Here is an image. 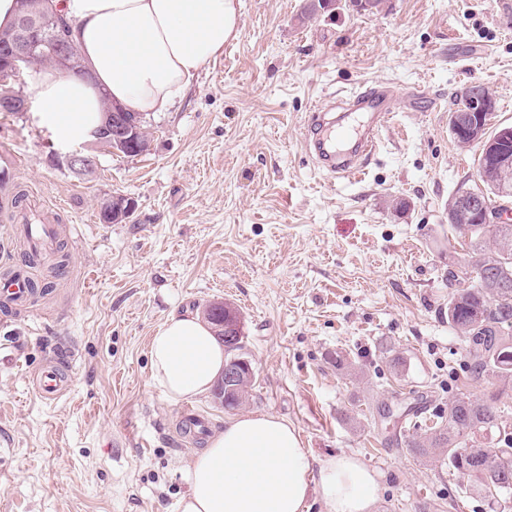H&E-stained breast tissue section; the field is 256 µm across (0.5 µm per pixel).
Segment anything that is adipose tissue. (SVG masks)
Instances as JSON below:
<instances>
[{
	"label": "adipose tissue",
	"mask_w": 512,
	"mask_h": 512,
	"mask_svg": "<svg viewBox=\"0 0 512 512\" xmlns=\"http://www.w3.org/2000/svg\"><path fill=\"white\" fill-rule=\"evenodd\" d=\"M88 77L41 70L40 124L62 142L90 139L103 99L147 116L168 111L238 29L236 0H56ZM151 381L178 402L208 393L224 369L223 345L197 313L172 314L150 342ZM179 512H304L318 483L327 512H371L377 476L349 455L314 461L296 429L248 413L210 436L182 472Z\"/></svg>",
	"instance_id": "obj_1"
}]
</instances>
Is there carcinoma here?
<instances>
[{"label":"carcinoma","instance_id":"obj_1","mask_svg":"<svg viewBox=\"0 0 512 512\" xmlns=\"http://www.w3.org/2000/svg\"><path fill=\"white\" fill-rule=\"evenodd\" d=\"M469 264L476 280L491 281V288H463L448 272V325L462 338L466 366L481 379L512 381V265L503 270L498 259L512 257V225L493 231L470 220ZM509 408L498 396L473 397L458 392L448 399V412L433 415L424 433L414 434L407 447L416 456L448 462V470L465 479L472 494L497 505L496 512H512V431L503 425ZM496 437V447L482 439Z\"/></svg>","mask_w":512,"mask_h":512}]
</instances>
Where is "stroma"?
I'll return each instance as SVG.
<instances>
[{"label":"stroma","mask_w":512,"mask_h":512,"mask_svg":"<svg viewBox=\"0 0 512 512\" xmlns=\"http://www.w3.org/2000/svg\"><path fill=\"white\" fill-rule=\"evenodd\" d=\"M305 3L239 0L238 39L149 120L150 151L99 154L91 175L51 164L62 143L34 112H0L25 195L72 230L36 312L0 311V339L21 350L0 363V512H175L206 441L152 384L149 341L209 301L241 313L255 383L239 412L288 421L313 457L356 456L382 486L372 512H491L414 456L396 418L460 389L512 407V382L468 373L446 281L468 251L448 200L476 187L478 155L449 132L451 96L482 84L492 127L512 126V15L497 0H385L305 19ZM379 82L436 104L396 113L369 168L334 183L305 150L308 117ZM115 192L135 207L106 225ZM60 348L76 353L72 386L46 402L30 381ZM191 405L213 432L239 413Z\"/></svg>","instance_id":"35a3bbf8"}]
</instances>
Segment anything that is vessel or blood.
Returning <instances> with one entry per match:
<instances>
[{
	"label": "vessel or blood",
	"instance_id": "vessel-or-blood-1",
	"mask_svg": "<svg viewBox=\"0 0 512 512\" xmlns=\"http://www.w3.org/2000/svg\"><path fill=\"white\" fill-rule=\"evenodd\" d=\"M397 102L395 88L388 83L367 85L351 92L342 101L344 124H337L329 108L312 112L305 138L322 168L334 178H351L362 172L375 154L380 134ZM21 183V165L11 144L0 143V250H10L17 225L26 223L25 207L14 204L13 192ZM35 293L32 280L23 269L0 276V307L29 306ZM70 354L54 355L33 380L35 393L43 400L57 399L71 385Z\"/></svg>",
	"mask_w": 512,
	"mask_h": 512
}]
</instances>
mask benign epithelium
<instances>
[{
  "label": "benign epithelium",
  "instance_id": "7a95c632",
  "mask_svg": "<svg viewBox=\"0 0 512 512\" xmlns=\"http://www.w3.org/2000/svg\"><path fill=\"white\" fill-rule=\"evenodd\" d=\"M28 0H20L22 13L18 23L5 36L0 34V111L24 112L27 99L15 86L22 83L23 76L32 67L35 52L42 46L55 53V64L63 75H86V67L76 46L67 43L49 42L42 33L51 28L54 16L47 10L30 11ZM494 112L493 100L473 90L468 99V108L450 113L449 130L466 146L478 147L477 175L480 187L464 189L448 200V212L465 218L469 213L479 211L487 225L512 224V188L506 184L499 186L487 181L485 171L490 165L499 169L512 166V154L503 152L501 144L512 141V127H502L495 135L488 134L489 117ZM105 128L109 153L121 154L129 150L141 155L150 150V145L141 138L138 115H128L116 103H108L104 108ZM91 145L82 144L65 154L52 151L51 159L59 166H65L79 175L92 173L96 159L89 152ZM133 209L132 201L125 195L114 193L100 205V218L105 224L116 223L129 217ZM202 317L210 319L220 315L216 321V331L227 345L239 343L243 338L240 318L236 311L222 302H211L201 308ZM254 370L244 358H232L226 362L224 372L214 388V397L219 402L225 400V390L246 388L251 385Z\"/></svg>",
  "mask_w": 512,
  "mask_h": 512
}]
</instances>
